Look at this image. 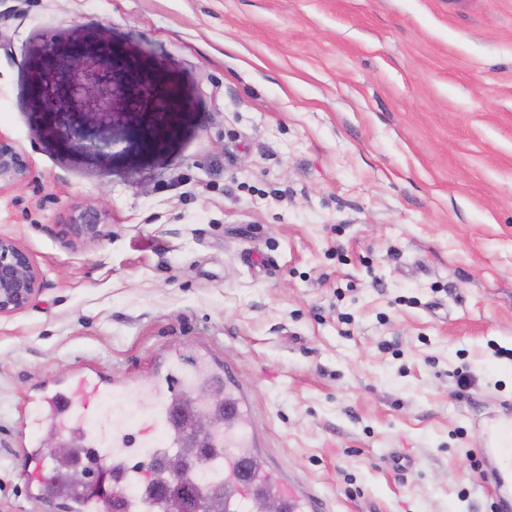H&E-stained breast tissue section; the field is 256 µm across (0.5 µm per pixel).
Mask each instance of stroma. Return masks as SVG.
<instances>
[{
	"label": "stroma",
	"mask_w": 512,
	"mask_h": 512,
	"mask_svg": "<svg viewBox=\"0 0 512 512\" xmlns=\"http://www.w3.org/2000/svg\"><path fill=\"white\" fill-rule=\"evenodd\" d=\"M75 33L184 97L163 144L146 112L52 137L27 60ZM0 133L31 164L0 234L45 282L0 318V512H68L21 458L62 441L30 431L41 396L100 377L102 425L133 427L135 392L202 352L264 464L328 512H491L473 462L512 407V0H0ZM77 204L110 236L66 243Z\"/></svg>",
	"instance_id": "35a3bbf8"
}]
</instances>
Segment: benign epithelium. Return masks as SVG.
<instances>
[{"mask_svg":"<svg viewBox=\"0 0 512 512\" xmlns=\"http://www.w3.org/2000/svg\"><path fill=\"white\" fill-rule=\"evenodd\" d=\"M114 62L112 45L102 35L94 42L79 36L60 44H46L30 65V94L43 111L54 114L57 134L70 139L78 135L75 113H93L104 124L112 123ZM136 111L155 115L153 134L167 135L172 104L164 83L132 85L124 90ZM26 153L11 138L0 133V193L30 179ZM63 235L71 241H99L110 235L104 213L92 207H76L64 223ZM43 287V276L17 239L0 234V317L27 309ZM191 465L175 454L165 460L172 481L179 480Z\"/></svg>","mask_w":512,"mask_h":512,"instance_id":"obj_1","label":"benign epithelium"}]
</instances>
